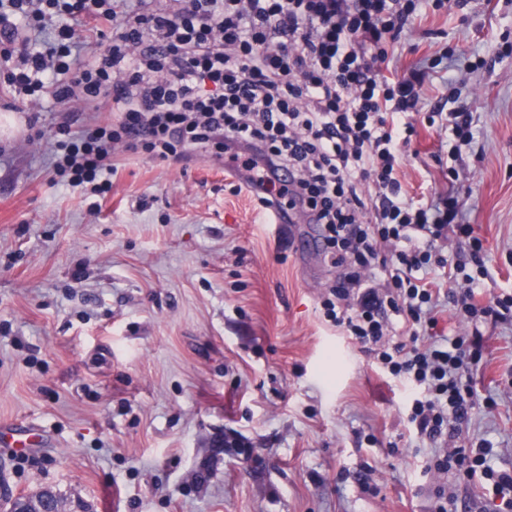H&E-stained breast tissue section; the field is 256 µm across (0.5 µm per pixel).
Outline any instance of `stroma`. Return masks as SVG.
<instances>
[{
	"label": "stroma",
	"instance_id": "obj_1",
	"mask_svg": "<svg viewBox=\"0 0 512 512\" xmlns=\"http://www.w3.org/2000/svg\"><path fill=\"white\" fill-rule=\"evenodd\" d=\"M430 66L428 106L471 113L418 134L402 181L437 198L472 186L459 218L484 241V285L512 292V0L423 13L397 70ZM0 481L90 512H491L462 473L423 465L434 442L411 393L326 321L340 271L317 225L274 223L244 174L193 150L117 148L93 208L53 165L62 125L112 120L106 96L16 99L0 76ZM474 410L454 446L492 441L512 472V318L480 323ZM454 112H448V118H446V129L448 126V154L454 156L455 154L461 153L462 148L470 146L474 140V132L471 122L464 121L460 123L458 121L459 116H455Z\"/></svg>",
	"mask_w": 512,
	"mask_h": 512
}]
</instances>
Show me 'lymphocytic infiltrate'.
<instances>
[{
    "mask_svg": "<svg viewBox=\"0 0 512 512\" xmlns=\"http://www.w3.org/2000/svg\"><path fill=\"white\" fill-rule=\"evenodd\" d=\"M152 2L138 0L130 13L122 0H0V67L17 94L63 100L104 91L119 114L56 140L57 173L102 193L115 145L163 160L243 146L238 162L264 191L259 206L283 217L302 211L321 227L326 255L342 271L323 299L325 317L409 381V423L443 444L426 470L466 466L512 512V475L495 468L492 444L446 445L469 419L463 375L481 358L479 342L428 334L439 280H461L453 302L471 318L512 316V295L486 296L482 276L436 255L450 233L483 249L473 225L458 219L456 185L436 207L399 179L425 73L395 74L385 44L422 5L437 10L446 0H186L173 11ZM89 13L110 22L112 47L80 64L77 26ZM44 30L49 40H34Z\"/></svg>",
    "mask_w": 512,
    "mask_h": 512,
    "instance_id": "lymphocytic-infiltrate-1",
    "label": "lymphocytic infiltrate"
}]
</instances>
